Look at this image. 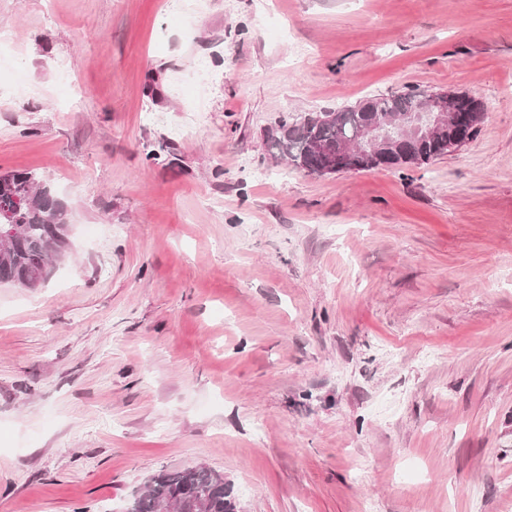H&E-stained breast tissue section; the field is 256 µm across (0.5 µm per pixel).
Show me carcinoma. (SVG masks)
I'll return each mask as SVG.
<instances>
[{
  "label": "carcinoma",
  "instance_id": "carcinoma-1",
  "mask_svg": "<svg viewBox=\"0 0 512 512\" xmlns=\"http://www.w3.org/2000/svg\"><path fill=\"white\" fill-rule=\"evenodd\" d=\"M457 113L480 122L481 102L467 93L451 96ZM428 93L408 89L391 96H369L335 111L312 112L281 120L270 137V147L288 163L311 175L339 163L350 171L383 167L372 153L357 149L336 157V144L357 141L362 126L384 119L401 133L410 118L426 108ZM448 153V130L419 139L413 144L410 161H396L394 167L422 165ZM0 221L16 226L8 256L0 259V285L40 288L50 276V265L63 258L69 247L68 206L51 183L30 171L0 175ZM206 502L205 512H234L224 477L203 466L152 476L146 490L131 501L127 512H162L174 508L189 512L193 498Z\"/></svg>",
  "mask_w": 512,
  "mask_h": 512
}]
</instances>
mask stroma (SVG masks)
Masks as SVG:
<instances>
[{
	"label": "stroma",
	"instance_id": "obj_1",
	"mask_svg": "<svg viewBox=\"0 0 512 512\" xmlns=\"http://www.w3.org/2000/svg\"><path fill=\"white\" fill-rule=\"evenodd\" d=\"M0 0V173L68 255L0 286V512H512V0ZM74 76L80 102L60 66ZM475 95L422 165L315 176L279 120ZM451 103H453L456 113L461 114L464 118H472L476 126L472 127L471 140L479 132L480 116L482 114L481 102L476 99L473 95L467 93H454L451 97ZM195 497L205 500V512H234V505L227 499L224 477L203 466L152 476L127 512H163L170 507L177 510L174 512H190L187 505Z\"/></svg>",
	"mask_w": 512,
	"mask_h": 512
}]
</instances>
